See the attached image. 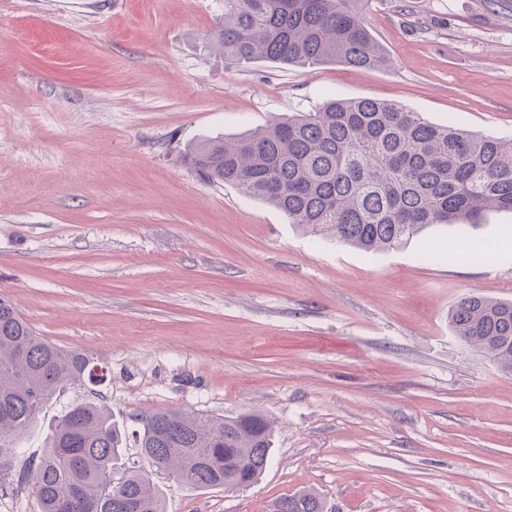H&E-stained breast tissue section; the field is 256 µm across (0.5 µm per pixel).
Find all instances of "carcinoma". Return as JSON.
Segmentation results:
<instances>
[{
  "label": "carcinoma",
  "instance_id": "carcinoma-1",
  "mask_svg": "<svg viewBox=\"0 0 512 512\" xmlns=\"http://www.w3.org/2000/svg\"><path fill=\"white\" fill-rule=\"evenodd\" d=\"M363 0H224V24L212 45L224 59L311 66L327 61L385 67V50L365 27ZM206 183L235 187L283 212L291 224L366 250H396L433 224H479L488 210L512 212V139L428 122L418 112L371 99H330L290 116L183 154ZM471 243L450 260H479ZM449 323L466 346L512 372V301L472 295L451 309ZM91 360L36 336L0 298V479L13 436L28 427L56 392L91 384ZM273 429L259 412L202 417L179 411L140 419L138 459L122 458L127 433L91 402L58 417L40 456L17 475L41 512H165L152 471L167 470L196 490L226 481L252 485L270 463ZM120 477H114L115 471ZM281 512H323L313 490L287 494Z\"/></svg>",
  "mask_w": 512,
  "mask_h": 512
}]
</instances>
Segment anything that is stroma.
<instances>
[{
    "label": "stroma",
    "instance_id": "35a3bbf8",
    "mask_svg": "<svg viewBox=\"0 0 512 512\" xmlns=\"http://www.w3.org/2000/svg\"><path fill=\"white\" fill-rule=\"evenodd\" d=\"M223 15L224 0H0V297L109 369L43 406L14 469L81 399L129 431L254 410L274 429L259 482L198 491L156 471L166 512H274L303 488L325 512H512V374L448 322L467 295L512 300V213L366 252L181 160L330 98L510 139L512 0H367L381 69L226 61ZM476 240L488 259L449 260Z\"/></svg>",
    "mask_w": 512,
    "mask_h": 512
}]
</instances>
